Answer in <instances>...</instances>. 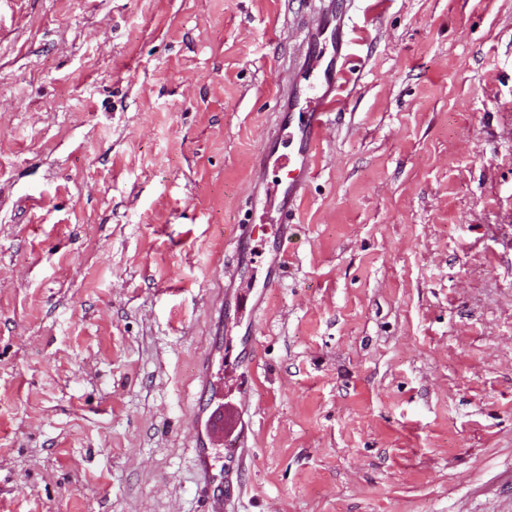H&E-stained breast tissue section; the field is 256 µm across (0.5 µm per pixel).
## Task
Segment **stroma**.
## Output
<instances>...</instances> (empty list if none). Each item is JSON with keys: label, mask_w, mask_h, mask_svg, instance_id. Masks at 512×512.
<instances>
[{"label": "stroma", "mask_w": 512, "mask_h": 512, "mask_svg": "<svg viewBox=\"0 0 512 512\" xmlns=\"http://www.w3.org/2000/svg\"><path fill=\"white\" fill-rule=\"evenodd\" d=\"M321 7L0 0V512H200L218 341L227 512H512V0H347L265 291L234 227Z\"/></svg>", "instance_id": "stroma-1"}]
</instances>
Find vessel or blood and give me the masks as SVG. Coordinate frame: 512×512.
I'll use <instances>...</instances> for the list:
<instances>
[{"label":"vessel or blood","instance_id":"b4317fda","mask_svg":"<svg viewBox=\"0 0 512 512\" xmlns=\"http://www.w3.org/2000/svg\"><path fill=\"white\" fill-rule=\"evenodd\" d=\"M344 25L325 27L309 33L308 39L315 45L301 81L295 86L294 104L290 120L281 125L279 132L298 145L297 151L285 155L272 146H264L255 160L257 167L281 172V179L266 185L264 196L254 202L252 223L240 225L238 245L254 239L262 224H274V237L285 240L291 224L294 208L306 183L314 173L313 160L306 152L309 141L317 138L325 124V118L335 111L343 99V82L340 60L344 48ZM240 436L226 433L223 450L200 448L196 451L203 482L198 489L202 512H222L228 501L240 494V485L229 477L231 464L236 459Z\"/></svg>","mask_w":512,"mask_h":512}]
</instances>
